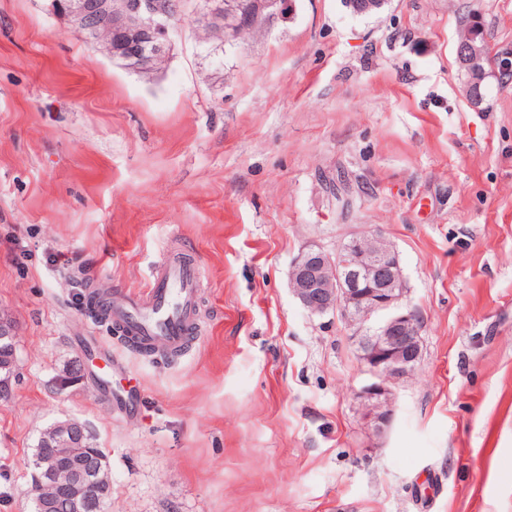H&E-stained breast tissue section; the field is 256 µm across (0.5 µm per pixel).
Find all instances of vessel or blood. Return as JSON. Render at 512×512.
Here are the masks:
<instances>
[{"instance_id":"1","label":"vessel or blood","mask_w":512,"mask_h":512,"mask_svg":"<svg viewBox=\"0 0 512 512\" xmlns=\"http://www.w3.org/2000/svg\"><path fill=\"white\" fill-rule=\"evenodd\" d=\"M198 268L170 256L153 272L145 291L111 309L129 335L142 343L161 344L182 353L197 325Z\"/></svg>"}]
</instances>
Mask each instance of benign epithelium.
I'll list each match as a JSON object with an SVG mask.
<instances>
[{
  "label": "benign epithelium",
  "instance_id": "7a95c632",
  "mask_svg": "<svg viewBox=\"0 0 512 512\" xmlns=\"http://www.w3.org/2000/svg\"><path fill=\"white\" fill-rule=\"evenodd\" d=\"M50 11L68 20L85 40L101 46L126 68L154 74L170 59V31L178 0H47ZM193 23L219 42L285 12L289 0H196ZM460 68L481 75L483 54L471 43L457 45ZM289 289L312 315L335 313L353 330L368 381L357 392L361 419L383 435L396 406V387L422 357V320L407 304L409 288L396 248L382 234L353 230L330 253L312 244L292 260ZM87 427L68 419L48 429L50 452L36 459L35 499L43 509L68 496L77 504L98 497L111 484L105 458L87 448Z\"/></svg>",
  "mask_w": 512,
  "mask_h": 512
}]
</instances>
